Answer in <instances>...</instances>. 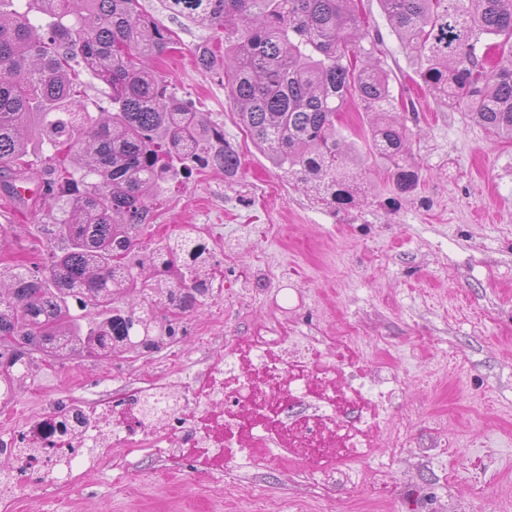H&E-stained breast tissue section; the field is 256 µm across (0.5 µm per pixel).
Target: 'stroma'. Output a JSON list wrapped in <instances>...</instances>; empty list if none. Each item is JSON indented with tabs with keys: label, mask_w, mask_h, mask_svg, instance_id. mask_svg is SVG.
Masks as SVG:
<instances>
[{
	"label": "stroma",
	"mask_w": 512,
	"mask_h": 512,
	"mask_svg": "<svg viewBox=\"0 0 512 512\" xmlns=\"http://www.w3.org/2000/svg\"><path fill=\"white\" fill-rule=\"evenodd\" d=\"M139 2L176 42L157 61L169 90L207 113L241 157L234 182L207 168L165 183L145 235L158 246L211 226L214 295L158 352L43 356L41 374L0 399V432L51 403L123 402L157 377L183 395L223 367L227 341L286 327L316 341L311 370L329 371L356 402L335 421L366 419L375 450L352 479L328 450L303 449L286 465L237 448L217 462L211 448L159 457L117 444L108 467L85 451L77 481L56 472L13 483L12 512H512V141L421 86L378 0H361L394 94L415 105L406 120L421 177L400 196L369 163L356 203L334 208L246 134L224 91L223 31L172 14L165 0ZM37 220L0 206L11 227L0 264L38 259ZM380 391L389 399L378 406Z\"/></svg>",
	"instance_id": "stroma-1"
}]
</instances>
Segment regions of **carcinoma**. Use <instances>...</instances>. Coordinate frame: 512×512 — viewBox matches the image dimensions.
I'll use <instances>...</instances> for the list:
<instances>
[{
    "label": "carcinoma",
    "mask_w": 512,
    "mask_h": 512,
    "mask_svg": "<svg viewBox=\"0 0 512 512\" xmlns=\"http://www.w3.org/2000/svg\"><path fill=\"white\" fill-rule=\"evenodd\" d=\"M356 0H169L173 14L224 30V89L253 144L275 167L311 183L328 204L357 197L353 170L379 163L398 195L420 169L410 129L377 64L379 34ZM422 83L474 122L512 139V0H379ZM41 15L34 23L31 13ZM169 34L139 0H0V195L39 189L42 261L0 269V389L32 376L37 355L138 357L185 333L183 319L213 296L207 246L188 231L144 241L161 185L191 168L233 180L241 160L224 131L169 91L151 62ZM81 66L111 89L93 116ZM371 115L365 145L336 125L347 102ZM65 150L58 166L28 159L32 134ZM147 292L136 307L129 298Z\"/></svg>",
    "instance_id": "1"
}]
</instances>
